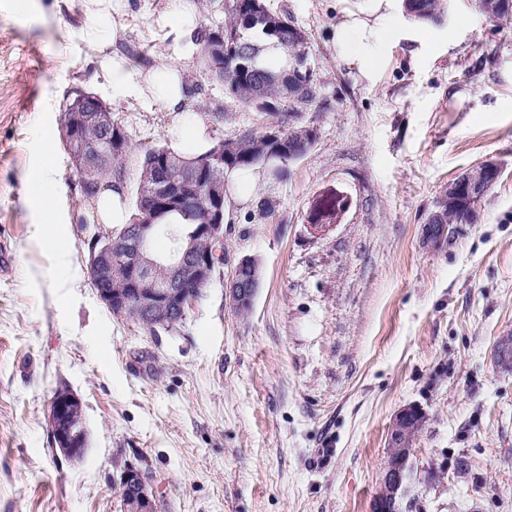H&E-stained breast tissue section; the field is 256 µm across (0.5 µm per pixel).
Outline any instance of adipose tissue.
<instances>
[{"instance_id":"obj_1","label":"adipose tissue","mask_w":512,"mask_h":512,"mask_svg":"<svg viewBox=\"0 0 512 512\" xmlns=\"http://www.w3.org/2000/svg\"><path fill=\"white\" fill-rule=\"evenodd\" d=\"M87 2V36L110 45L125 29L122 7L113 6L112 0ZM388 2L374 0L366 17L352 16L336 28L334 41L339 56L366 76L374 72L381 46L395 36ZM156 25L159 36L172 43L173 60L146 68L136 59L115 55L105 58L101 68L112 81L113 94L146 103L150 111L170 115L176 150L189 152L202 148L209 117L187 106L190 84L184 66L185 60L200 51V23L193 0H171Z\"/></svg>"}]
</instances>
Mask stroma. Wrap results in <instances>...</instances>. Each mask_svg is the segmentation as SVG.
<instances>
[{
    "label": "stroma",
    "mask_w": 512,
    "mask_h": 512,
    "mask_svg": "<svg viewBox=\"0 0 512 512\" xmlns=\"http://www.w3.org/2000/svg\"><path fill=\"white\" fill-rule=\"evenodd\" d=\"M83 3L0 0V512H124L117 482L131 466L152 475L163 512H371L389 427L409 405L427 420L399 512H512V369L495 352L512 331V23L474 0L418 23L391 0L396 37L366 78L334 34L369 0H266L311 43L316 146L254 197L228 189L223 264L182 325L153 335L90 282L88 243L109 227L83 195L61 109L78 90L111 107L132 142L131 192L145 154L171 143L170 120L113 97ZM166 5L127 0L117 54L148 66L172 55L152 29ZM187 71L190 107L227 115L208 137L260 128L199 59ZM487 160L502 175L477 223H430L444 185ZM46 161L78 271L64 288L33 235L45 215L26 178ZM338 194L349 211L314 237L309 212ZM245 256L262 283L238 314L225 288ZM63 387L89 429L79 461L49 428Z\"/></svg>",
    "instance_id": "35a3bbf8"
}]
</instances>
